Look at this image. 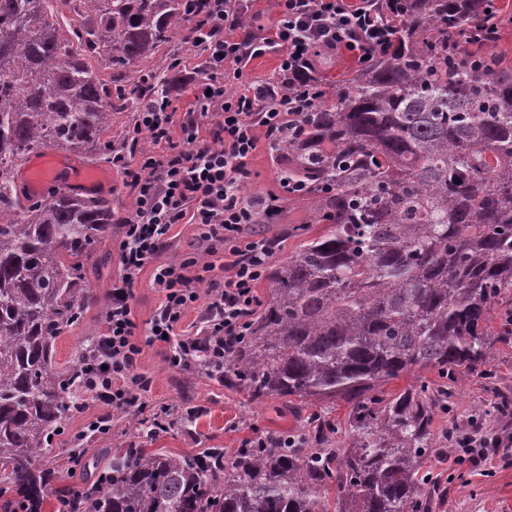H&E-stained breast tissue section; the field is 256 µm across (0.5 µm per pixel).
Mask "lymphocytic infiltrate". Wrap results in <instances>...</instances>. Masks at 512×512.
Segmentation results:
<instances>
[{"mask_svg":"<svg viewBox=\"0 0 512 512\" xmlns=\"http://www.w3.org/2000/svg\"><path fill=\"white\" fill-rule=\"evenodd\" d=\"M274 5L276 21L266 29L252 27L251 0H192L188 40L203 63L186 81L195 89L196 107L177 117L176 97L164 91L145 103L127 131L130 144L146 135L154 149L137 156L138 167L126 183L135 212L122 221L120 274L102 311L105 365L82 383L74 415H85L93 403L121 412L142 410V396L152 384L138 370L143 343L171 340L169 361L187 369L201 356L223 364L225 343L249 329L259 304L255 288L280 246L276 240L249 238L246 230L280 213L283 198L302 192L286 181L278 196L243 194L259 141L283 137L290 120L313 105L311 87L322 57L347 51L362 60L383 52L393 40L375 0H274ZM269 53L280 57L276 81H255L243 92L226 94L225 84L240 80L248 61ZM205 119L210 138L203 141L199 128ZM176 129L181 132L177 139L172 136ZM186 219L203 226L204 251L182 261H160L172 227ZM219 252L224 276L215 279L210 257ZM147 269L161 303L141 336L130 300ZM202 283L208 288L204 299L198 292ZM200 303L205 309L199 332L179 335L186 313ZM482 428L476 416L457 425L450 441L456 465L476 469L512 447L507 426L488 436Z\"/></svg>","mask_w":512,"mask_h":512,"instance_id":"lymphocytic-infiltrate-1","label":"lymphocytic infiltrate"}]
</instances>
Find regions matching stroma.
<instances>
[{
	"mask_svg": "<svg viewBox=\"0 0 512 512\" xmlns=\"http://www.w3.org/2000/svg\"><path fill=\"white\" fill-rule=\"evenodd\" d=\"M57 158L63 174L96 168L103 177L93 188L95 196L108 200L112 206L114 225L111 234L98 243L87 264V280L99 302L89 307L79 326L60 336L55 343V362L69 365L82 337L102 334L101 304L107 299L110 284L119 274L118 244L122 236L119 222L134 212V199L124 182V169L111 162L89 164L86 158L66 149H59ZM280 163L268 149L259 143L252 162V174L243 186L248 195H278ZM303 224L311 237L322 233L323 227L311 223L306 201L286 202L272 222L251 225V237H277L282 241L277 259L284 260L299 248L302 238L292 232L294 226ZM163 345L145 347L140 359V370L152 379V387L144 397V408L139 418H148L165 411L170 413L172 426L168 432L150 436L145 430L130 427L127 415L113 412L108 431L85 442L81 465L76 473H69L70 443L68 435L86 423L85 418H68L64 424L65 435L54 437L53 451L45 455L43 464L56 474L54 485L60 490L80 488L95 481L100 457L119 448H149L176 456L192 457L208 448L223 449L233 454L243 439L262 432L298 433L310 423L314 407L271 399L263 404L249 403L245 394L235 388L217 383L204 373L185 371L166 360ZM493 398L485 389V382L472 378L470 383L454 389L451 402L453 416L436 415L435 431H442L449 420L465 421L469 416L490 406ZM426 469L444 487L448 496L439 512H512V467L493 468L483 472L466 467L457 469L447 456L432 455L425 463ZM48 497L43 512H58L59 498Z\"/></svg>",
	"mask_w": 512,
	"mask_h": 512,
	"instance_id": "35a3bbf8",
	"label": "stroma"
}]
</instances>
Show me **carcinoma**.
<instances>
[{"instance_id":"1","label":"carcinoma","mask_w":512,"mask_h":512,"mask_svg":"<svg viewBox=\"0 0 512 512\" xmlns=\"http://www.w3.org/2000/svg\"><path fill=\"white\" fill-rule=\"evenodd\" d=\"M53 2L0 0V479L33 512L52 490L37 454L101 341L85 337L73 365L55 367V339L97 302L86 263L112 209L65 192L33 202L18 171L48 145L99 156L112 112L143 104L140 64L188 28L186 0H63L64 25ZM377 6L391 47L320 77L298 130L271 145L324 231L269 267L268 300L213 373L252 404H349L350 445L336 447L322 416L293 448L265 432L259 448L215 451L206 470L119 453L88 512H436L444 501L421 473L448 451L454 422L437 437L435 414L450 412L448 382L493 378V322L512 305V68L493 52L472 64L466 39L492 47L512 17L490 0ZM407 375L415 382L384 391Z\"/></svg>"}]
</instances>
